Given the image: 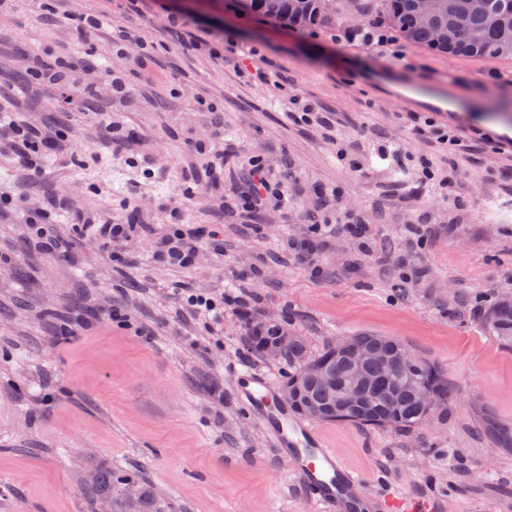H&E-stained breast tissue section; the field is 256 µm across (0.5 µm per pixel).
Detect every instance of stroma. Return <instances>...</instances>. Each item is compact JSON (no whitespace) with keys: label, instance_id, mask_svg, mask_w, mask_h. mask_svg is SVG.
I'll return each mask as SVG.
<instances>
[{"label":"stroma","instance_id":"1","mask_svg":"<svg viewBox=\"0 0 512 512\" xmlns=\"http://www.w3.org/2000/svg\"><path fill=\"white\" fill-rule=\"evenodd\" d=\"M166 2L134 14L123 0H54L53 23L40 0L0 6V113L52 145L30 178L0 127V192L18 202L0 211V512H98L111 489L95 501L83 488L115 470L139 472L166 512H314L234 390L243 371L278 381L287 364L246 350L235 306L211 331L186 292L287 319L312 356L363 332L402 341L439 367L448 403L409 431L322 422L325 443L373 491L440 496L446 512L512 504V346L488 322L512 297V60L435 55L380 20L394 53L349 21L331 36L227 0ZM169 9L181 32L166 29ZM72 12L99 16L101 31L75 41ZM201 18L234 29V48L198 31ZM120 29L154 45L151 62L136 45L113 47ZM38 57L73 62L70 82L97 88L92 110L30 81ZM255 68L278 85L255 82ZM113 69L128 74L131 97L113 98ZM298 99L334 112L332 131L294 121ZM216 121L215 172L193 144ZM428 121L457 145L418 134ZM110 125L130 139L107 150ZM387 142L398 158H380ZM258 154L288 197L249 216L240 202ZM425 157L443 193L422 183ZM136 205L146 232L112 264L87 234L127 223ZM29 211L70 243L68 256L19 249ZM345 211L367 226L366 241L337 233ZM175 221L199 239L185 268L153 257L154 232Z\"/></svg>","mask_w":512,"mask_h":512}]
</instances>
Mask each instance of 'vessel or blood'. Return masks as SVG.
<instances>
[{
	"label": "vessel or blood",
	"mask_w": 512,
	"mask_h": 512,
	"mask_svg": "<svg viewBox=\"0 0 512 512\" xmlns=\"http://www.w3.org/2000/svg\"><path fill=\"white\" fill-rule=\"evenodd\" d=\"M235 393L240 404L265 425L309 504L323 512H443L444 500L438 496L367 491L360 476L327 447L319 431L294 416L267 375H239Z\"/></svg>",
	"instance_id": "obj_1"
}]
</instances>
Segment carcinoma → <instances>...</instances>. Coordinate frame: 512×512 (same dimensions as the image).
Instances as JSON below:
<instances>
[{"instance_id": "1", "label": "carcinoma", "mask_w": 512, "mask_h": 512, "mask_svg": "<svg viewBox=\"0 0 512 512\" xmlns=\"http://www.w3.org/2000/svg\"><path fill=\"white\" fill-rule=\"evenodd\" d=\"M241 6L262 15L274 23H287L294 27L336 23V17L356 12L365 18L377 16L393 28L408 44L427 49L438 55L459 58L512 59V0H486V8L475 10L471 0H433L430 24L420 22L417 0H240ZM448 31V39L435 37L434 28ZM491 329L504 343L512 342V299L499 300L488 316ZM247 350L263 356L267 343L277 336L279 327L266 325L260 330L248 328ZM359 338L368 341L380 355L395 356L403 348L399 341L385 336L364 333ZM281 358L294 366L285 376L283 384H292L299 370L306 364L325 366L336 378V386L323 387L311 384L299 399L288 398V405L299 413L297 401L335 406L344 392L356 395L355 406L335 410L326 420L349 422L366 427H394L411 430L421 425L426 412L416 399V391H431L435 405L448 402V382L439 368L431 361L413 355L385 382L375 387H361L352 378L349 363L338 353L332 343L314 357L307 356L302 341L284 346ZM139 512H162L154 495L144 482L138 483Z\"/></svg>"}]
</instances>
